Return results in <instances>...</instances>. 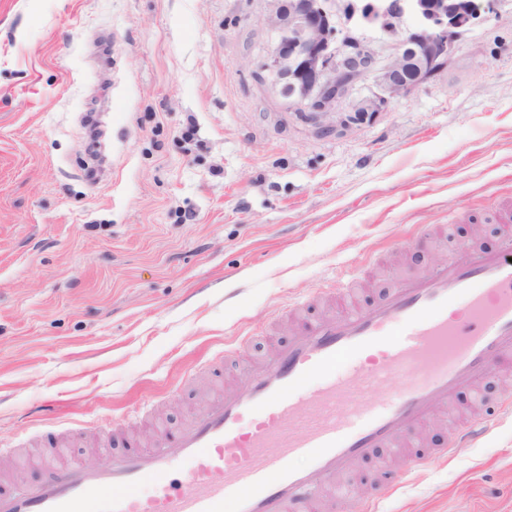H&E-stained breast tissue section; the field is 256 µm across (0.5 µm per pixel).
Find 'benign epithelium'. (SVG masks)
I'll list each match as a JSON object with an SVG mask.
<instances>
[{
    "instance_id": "1",
    "label": "benign epithelium",
    "mask_w": 512,
    "mask_h": 512,
    "mask_svg": "<svg viewBox=\"0 0 512 512\" xmlns=\"http://www.w3.org/2000/svg\"><path fill=\"white\" fill-rule=\"evenodd\" d=\"M502 0H275L268 20L276 43L265 69L290 105L315 124L330 115L385 111L448 67L456 39L487 22ZM355 18L395 41L380 61L376 45L352 38L342 18Z\"/></svg>"
}]
</instances>
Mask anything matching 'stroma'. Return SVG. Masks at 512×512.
<instances>
[{"mask_svg": "<svg viewBox=\"0 0 512 512\" xmlns=\"http://www.w3.org/2000/svg\"><path fill=\"white\" fill-rule=\"evenodd\" d=\"M270 8L0 0V461L17 468L0 491L41 480L43 453L157 445L345 270L369 304L464 244L501 248L512 0L447 69L329 135L267 79ZM404 460L355 461L339 512H512V417L448 462Z\"/></svg>", "mask_w": 512, "mask_h": 512, "instance_id": "obj_1", "label": "stroma"}]
</instances>
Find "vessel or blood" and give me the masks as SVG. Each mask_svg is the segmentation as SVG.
<instances>
[{
  "label": "vessel or blood",
  "instance_id": "b4317fda",
  "mask_svg": "<svg viewBox=\"0 0 512 512\" xmlns=\"http://www.w3.org/2000/svg\"><path fill=\"white\" fill-rule=\"evenodd\" d=\"M500 220L501 250L403 276L374 304L341 300L157 446L52 466L48 480L0 492V512H315L327 488L331 504L348 501L336 483L348 464L402 446L457 390L512 370V207ZM506 413L511 394L411 466L448 459Z\"/></svg>",
  "mask_w": 512,
  "mask_h": 512
}]
</instances>
